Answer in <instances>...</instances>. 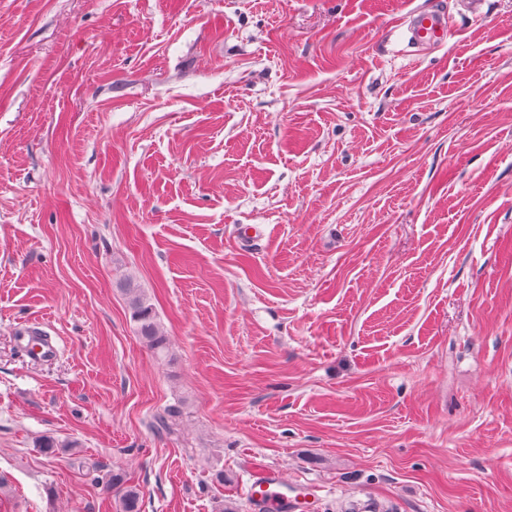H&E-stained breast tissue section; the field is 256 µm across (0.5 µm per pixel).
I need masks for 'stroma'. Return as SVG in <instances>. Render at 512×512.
<instances>
[{
	"instance_id": "obj_1",
	"label": "stroma",
	"mask_w": 512,
	"mask_h": 512,
	"mask_svg": "<svg viewBox=\"0 0 512 512\" xmlns=\"http://www.w3.org/2000/svg\"><path fill=\"white\" fill-rule=\"evenodd\" d=\"M455 5L0 0V512H512V0ZM401 26L407 45L442 48L451 38L448 19L443 11L437 9L415 7L408 12ZM119 288L126 296L130 319L135 324L143 345L161 360L170 357L169 339L157 317L151 298L131 278L122 281ZM22 336H28L29 342L27 344L28 347V355L36 362L39 363H47L52 361L56 355L58 354V348L53 343L50 337L44 336L42 341H31L34 337L32 336V332L29 331L28 328H25L21 332ZM100 481L105 491L119 495L121 512H140V492L125 472L120 469L103 472ZM282 483L274 472L266 473L262 478L255 480L249 488V495L254 501L264 503L269 509L277 510L282 504L297 506L298 495L291 496L290 489Z\"/></svg>"
}]
</instances>
